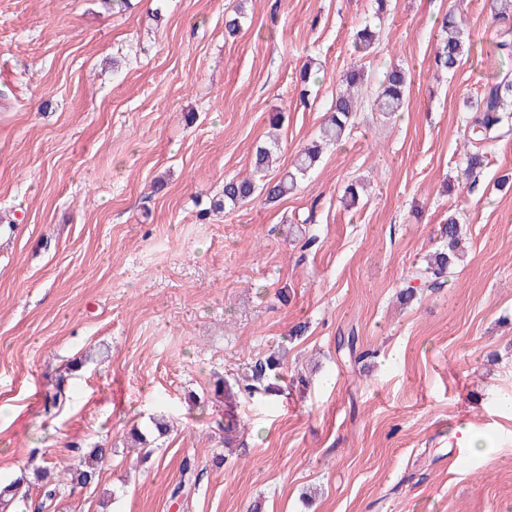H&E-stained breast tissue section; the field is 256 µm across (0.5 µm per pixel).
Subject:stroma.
Here are the masks:
<instances>
[{
	"instance_id": "35a3bbf8",
	"label": "stroma",
	"mask_w": 512,
	"mask_h": 512,
	"mask_svg": "<svg viewBox=\"0 0 512 512\" xmlns=\"http://www.w3.org/2000/svg\"><path fill=\"white\" fill-rule=\"evenodd\" d=\"M490 6L0 0V485L100 446L95 483H62L42 512H512V190L495 187L512 138L483 144L477 190L463 176L472 107L506 68ZM447 13L470 49L438 75ZM356 61L362 107L297 189L211 211L275 112L268 176L290 169ZM391 64L412 83L386 120L372 99ZM353 181L368 192L347 209ZM450 215L464 263L400 303ZM352 330L356 365L337 348ZM282 349L280 395L236 393L244 425L225 432L216 379ZM157 414L173 427L139 460L126 433ZM462 434L484 453L452 460ZM187 461L202 478L175 505Z\"/></svg>"
}]
</instances>
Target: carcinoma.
Returning a JSON list of instances; mask_svg holds the SVG:
<instances>
[{
  "label": "carcinoma",
  "mask_w": 512,
  "mask_h": 512,
  "mask_svg": "<svg viewBox=\"0 0 512 512\" xmlns=\"http://www.w3.org/2000/svg\"><path fill=\"white\" fill-rule=\"evenodd\" d=\"M492 15L496 21L505 22V28L496 42L495 51L500 59H512V26L507 21L512 19V0H492ZM465 20L453 13L443 17L442 29L446 37L436 48L434 54V67L437 72L450 73L455 71L465 52L468 35L464 28ZM375 34L371 26L366 24L358 29L353 36L354 51L360 56L371 53ZM363 73L352 66L346 72L345 88L336 95L335 101L329 109V115L319 130V142L302 150L297 156L292 169L283 172L282 176L271 181L262 180L266 172L275 162V152L279 144L275 137L270 141L256 147L252 162V172L256 176L231 177L224 180L222 198L213 203L216 209L236 207L251 201L256 196H264L265 201L275 202L288 196L296 189L298 181L313 169L320 158V144L338 143L346 134L353 117L358 112L362 99L358 95V84ZM410 81L408 71L401 66H392L382 76L377 88L375 105L378 111L386 118H393L396 113L403 110L409 94ZM512 72L501 71L494 81L487 85L480 101L477 102L471 117V125L467 134L477 141L499 140L512 136ZM463 230L456 218L450 216L440 227L441 248L430 254L426 264L415 271L414 279H419L430 288H439L443 278L450 273L463 258L460 244ZM283 369L282 358L270 354L257 360L243 377L241 388L248 396L259 395L267 397L279 392L274 380L280 376ZM105 459V449L92 448L84 453L79 464L69 466L63 470V475L55 473L54 468L42 466L35 472V481L42 490L41 504L50 502L56 496L60 482L66 480L72 488L84 487L92 483L98 473V466ZM199 474L189 462L182 466L181 479L173 489L172 496L178 497L183 488L196 483ZM29 483L27 476L23 475L0 488V497L14 499L17 495L28 497V492H20L21 485Z\"/></svg>",
  "instance_id": "1"
}]
</instances>
